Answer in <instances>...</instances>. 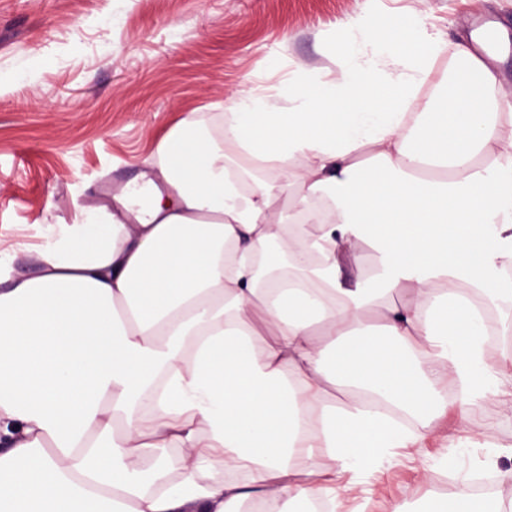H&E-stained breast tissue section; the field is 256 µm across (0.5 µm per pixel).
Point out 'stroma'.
<instances>
[{"mask_svg":"<svg viewBox=\"0 0 512 512\" xmlns=\"http://www.w3.org/2000/svg\"><path fill=\"white\" fill-rule=\"evenodd\" d=\"M418 24L444 49L414 111L445 86L456 47L478 20L512 31V0H0V226L70 221L109 198L104 184L153 172L162 136L181 120L213 127L214 102L300 70L336 75L334 31L350 15ZM512 412L488 399L456 411L437 436L392 448L380 471L345 472V512H422L450 493L425 468L469 476L512 468Z\"/></svg>","mask_w":512,"mask_h":512,"instance_id":"obj_1","label":"stroma"}]
</instances>
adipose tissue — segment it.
Masks as SVG:
<instances>
[{
	"instance_id": "obj_1",
	"label": "adipose tissue",
	"mask_w": 512,
	"mask_h": 512,
	"mask_svg": "<svg viewBox=\"0 0 512 512\" xmlns=\"http://www.w3.org/2000/svg\"><path fill=\"white\" fill-rule=\"evenodd\" d=\"M342 29L339 77L173 127L169 196L144 181L33 246L0 232V512H341L347 469L449 405L512 410V347L489 359L469 308L512 307V93L487 102L461 45L406 111L442 43Z\"/></svg>"
}]
</instances>
